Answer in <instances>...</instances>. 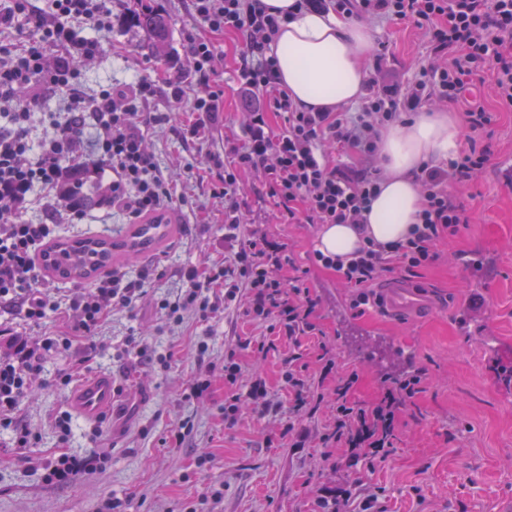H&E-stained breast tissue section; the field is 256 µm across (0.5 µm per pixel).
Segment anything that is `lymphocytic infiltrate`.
<instances>
[{
  "label": "lymphocytic infiltrate",
  "mask_w": 512,
  "mask_h": 512,
  "mask_svg": "<svg viewBox=\"0 0 512 512\" xmlns=\"http://www.w3.org/2000/svg\"><path fill=\"white\" fill-rule=\"evenodd\" d=\"M334 10L349 19L377 17L406 21L423 31L434 59L406 90L387 86L366 95L357 112H313L294 103L278 81L271 43L283 19L262 0H190L199 24L187 38L194 93L167 82L170 97L186 102L195 121L173 122L170 113L150 112L156 93L150 82L117 89L100 87L93 97L81 89L74 56L94 59L101 50L100 34L112 29V10L105 0H0V30L24 23L31 38L0 37V312L15 315L14 327L0 326V431L13 434L18 448L37 437L22 425L16 412L47 358L71 350L80 336H89L115 308L130 309L144 297L147 272L129 275L113 270L108 279L75 288L65 329L40 336L24 334L39 326L59 303L50 295L40 259L43 249L59 235L55 218L79 223L84 211L59 194L73 170L91 166L110 192L106 208L127 212L130 218L167 209L169 183L148 150L143 130L168 126L181 141L204 142L220 125L224 92L215 83L216 36H239L242 49L236 68L242 90L261 92L252 112L245 115L247 140L225 153L207 155L214 197L224 201V241L232 249L228 263L201 270H184L187 282L177 300H160L169 320L194 309L201 315L221 303L246 298L244 313L254 320L273 321L278 335L288 339L317 336L319 300L307 283V269L297 265L286 244L270 240L261 225H246L248 204L236 194L243 173L256 177L254 195L266 197L280 210L284 224H361L377 195L381 168L375 165L376 140L382 127L402 122L404 113L441 103L460 107L472 133L466 145L447 164H423L416 174L424 204L408 237L381 245L364 238L348 262L313 251L310 265L334 271L351 290L354 315L375 305L371 290L381 272L395 268L406 273L435 265L438 242L459 235L471 216L449 185L470 182L491 163V143H479L497 121L477 84H488L499 110L512 112V0H297V8ZM68 95L63 119L50 120L41 137H34L35 110L49 93ZM284 116V127L273 131L271 113ZM335 143L357 156L355 164L336 160L325 146ZM52 216L49 224L29 220L33 209ZM224 288L223 301L211 299L213 285ZM201 365L189 387L191 397L207 392L211 378L222 373L231 391L224 398V422L235 425L237 405L249 401L259 416L277 412L280 404L266 382L256 378L244 392L236 386L242 365L236 348L224 351L223 363L210 358L207 341L195 345ZM285 383L291 397L292 423L282 436L304 443L306 435L294 423L314 413L316 390L334 396V413L319 436L325 448L343 451L346 464H380L392 453L395 430L407 400L421 392V379L411 375L388 379L371 405L350 397L359 380L354 371L340 372L333 358H324L318 378H311L302 354L287 358Z\"/></svg>",
  "instance_id": "1"
}]
</instances>
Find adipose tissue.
Masks as SVG:
<instances>
[{
  "instance_id": "obj_1",
  "label": "adipose tissue",
  "mask_w": 512,
  "mask_h": 512,
  "mask_svg": "<svg viewBox=\"0 0 512 512\" xmlns=\"http://www.w3.org/2000/svg\"><path fill=\"white\" fill-rule=\"evenodd\" d=\"M288 13L273 43L280 83L300 106L337 111L359 100L369 78L371 32L334 13L291 14L295 0H263ZM460 125L448 112H421L406 124L383 129L377 142L383 181L367 215L369 234L386 244L403 239L416 222L423 198L413 172L444 162L458 150Z\"/></svg>"
}]
</instances>
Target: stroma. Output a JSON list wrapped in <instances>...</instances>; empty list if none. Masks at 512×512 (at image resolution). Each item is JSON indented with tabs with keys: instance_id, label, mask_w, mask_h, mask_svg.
<instances>
[{
	"instance_id": "stroma-1",
	"label": "stroma",
	"mask_w": 512,
	"mask_h": 512,
	"mask_svg": "<svg viewBox=\"0 0 512 512\" xmlns=\"http://www.w3.org/2000/svg\"><path fill=\"white\" fill-rule=\"evenodd\" d=\"M169 20L166 60L148 50L149 36L138 26L117 28L102 36L99 56L76 58L83 89L124 86L141 79L181 76L186 35L195 28L187 0H154ZM374 43H386L381 60L400 84L412 82L429 63L427 44L417 28L397 21L366 23ZM224 57L219 69L224 90V125L206 147L177 140L167 128L146 131L147 145L158 166L173 181L170 209L176 231L160 249L119 258L115 267L129 273L144 268L153 274L150 291L131 310L111 312L93 338H78L73 351L50 358L42 378L34 381L17 417L38 435L34 448L18 451L9 433L0 432V512H98L104 498L126 499L125 512H186L197 507L209 486L223 484L224 500L216 512H313L318 494L336 493L355 480L382 491L384 512H500L512 501V187L494 169L451 191L471 210L472 222L460 235L440 243L441 261L410 283L436 298L423 318L388 320L376 310L357 317L348 307V290L335 273L312 269L308 285L320 300L317 322L323 343L333 349L338 367L356 371L359 380L351 398L371 404L387 377L421 373L423 393L401 416L392 457L367 466L332 467L323 462L318 434L332 414L324 397L313 417L304 419L309 436L294 447L279 433L288 421V390L282 380L288 341L262 354L250 349L240 357L247 372L266 379L282 405L279 414L257 417L242 405L234 428L224 424V381L214 378L210 395L187 402L182 393L198 363L197 339L210 335L212 360L222 361L225 336L262 340L265 328L245 317L242 306L222 309L209 320L186 311L181 323L166 320L156 297L175 299L185 283L181 271L204 268L224 259V203L214 198L196 175L206 165L207 151H220L225 140L246 139V103L239 90L236 36L215 40ZM252 176L240 184L249 195L254 223L264 225L271 239L286 243L299 262L314 250V224H282L272 204L252 197ZM126 215L95 210L79 224H62V239L94 234L119 240L128 227ZM483 286L493 323L491 334L481 326L460 333L456 305L476 286ZM148 337L157 351L170 357L169 368L146 363L127 353L129 333ZM81 364L82 375L108 371L120 392L111 414L97 423L73 419L67 442H60L56 415L67 410V389L52 387L56 373ZM194 430L177 442L175 430L184 420ZM107 454L101 468L57 484L46 481L43 467L62 453Z\"/></svg>"
}]
</instances>
